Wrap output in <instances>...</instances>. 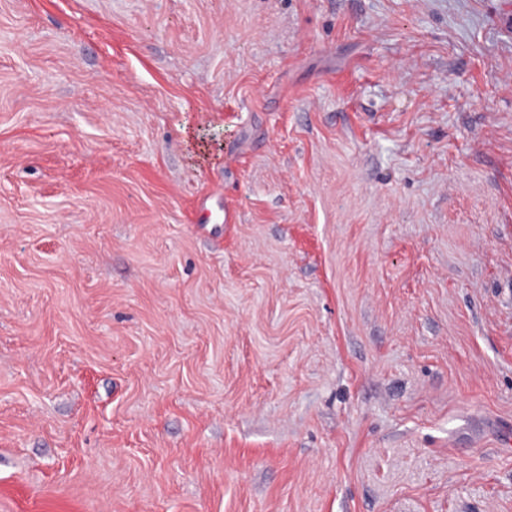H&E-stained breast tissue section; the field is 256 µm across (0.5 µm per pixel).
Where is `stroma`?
<instances>
[{
    "label": "stroma",
    "instance_id": "35a3bbf8",
    "mask_svg": "<svg viewBox=\"0 0 512 512\" xmlns=\"http://www.w3.org/2000/svg\"><path fill=\"white\" fill-rule=\"evenodd\" d=\"M0 512H512V0H0Z\"/></svg>",
    "mask_w": 512,
    "mask_h": 512
}]
</instances>
